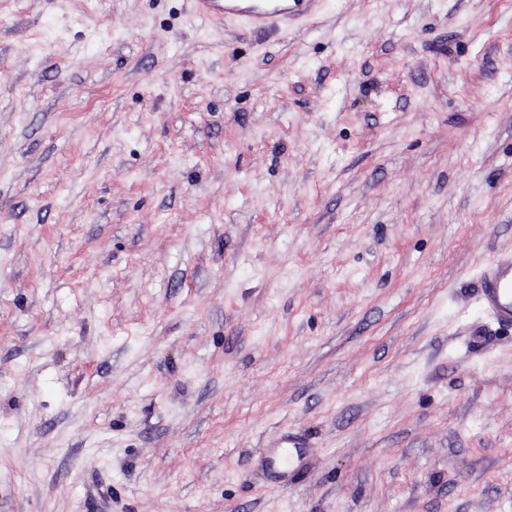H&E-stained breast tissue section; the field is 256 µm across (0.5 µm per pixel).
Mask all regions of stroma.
I'll return each mask as SVG.
<instances>
[{"label":"stroma","instance_id":"35a3bbf8","mask_svg":"<svg viewBox=\"0 0 512 512\" xmlns=\"http://www.w3.org/2000/svg\"><path fill=\"white\" fill-rule=\"evenodd\" d=\"M506 254L512 0H0V512H512ZM197 0L200 14L208 19L238 18L246 23L275 32L282 20L299 13L303 5L317 0ZM288 2H293L290 6ZM484 304L492 315L512 323V255L495 260L484 275ZM266 461L271 474L281 478L288 474V470L294 464V457L285 448H271Z\"/></svg>","mask_w":512,"mask_h":512}]
</instances>
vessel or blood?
<instances>
[{
    "label": "vessel or blood",
    "mask_w": 512,
    "mask_h": 512,
    "mask_svg": "<svg viewBox=\"0 0 512 512\" xmlns=\"http://www.w3.org/2000/svg\"><path fill=\"white\" fill-rule=\"evenodd\" d=\"M313 0H197V7L209 19L238 18L267 31H277L282 20L300 12ZM484 303L492 315L504 323H512V255L495 260L484 275ZM271 474L287 475L294 457L284 448L270 449L266 458Z\"/></svg>",
    "instance_id": "b4317fda"
}]
</instances>
